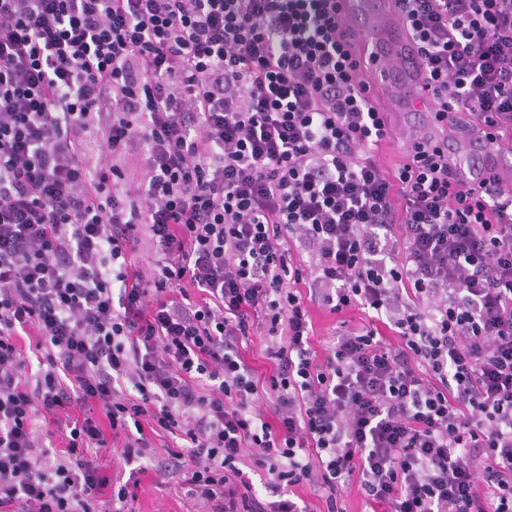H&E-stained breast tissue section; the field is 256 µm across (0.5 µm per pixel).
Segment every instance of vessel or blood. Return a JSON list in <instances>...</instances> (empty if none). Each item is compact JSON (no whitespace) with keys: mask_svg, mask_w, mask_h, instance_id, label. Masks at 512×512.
Segmentation results:
<instances>
[{"mask_svg":"<svg viewBox=\"0 0 512 512\" xmlns=\"http://www.w3.org/2000/svg\"><path fill=\"white\" fill-rule=\"evenodd\" d=\"M341 10L346 39L370 93L386 111L424 112L421 62L397 0H342ZM433 133L447 135L448 161L463 183L477 187L492 178L512 192V167L501 160L500 142L483 128L463 133L437 127Z\"/></svg>","mask_w":512,"mask_h":512,"instance_id":"obj_1","label":"vessel or blood"}]
</instances>
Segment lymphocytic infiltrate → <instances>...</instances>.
Here are the masks:
<instances>
[{
    "instance_id": "1",
    "label": "lymphocytic infiltrate",
    "mask_w": 512,
    "mask_h": 512,
    "mask_svg": "<svg viewBox=\"0 0 512 512\" xmlns=\"http://www.w3.org/2000/svg\"><path fill=\"white\" fill-rule=\"evenodd\" d=\"M403 2L436 120L511 143L512 0ZM344 26L340 0H0V512H126L149 468L186 512H344L354 484L512 512V197L426 137L386 173ZM103 450L138 469L108 500ZM341 318L332 314L328 309L322 306H316L313 310L314 322V345L318 351H321L323 345L332 339L333 333ZM266 340L260 333L251 336L248 347L243 350V355L252 364L259 374L268 375L272 371L271 361L266 356Z\"/></svg>"
}]
</instances>
